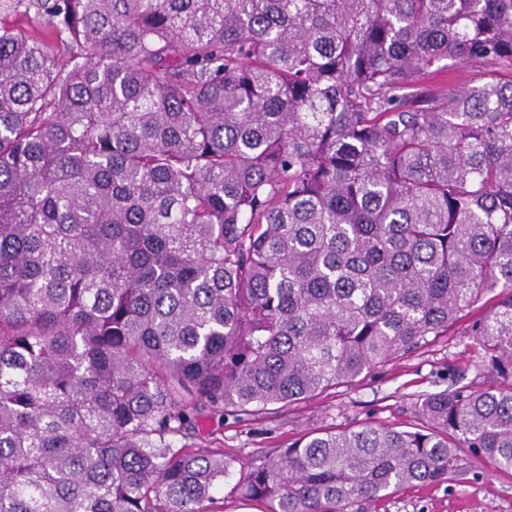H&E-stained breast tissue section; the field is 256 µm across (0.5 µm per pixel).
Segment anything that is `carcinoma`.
<instances>
[{
    "label": "carcinoma",
    "mask_w": 512,
    "mask_h": 512,
    "mask_svg": "<svg viewBox=\"0 0 512 512\" xmlns=\"http://www.w3.org/2000/svg\"><path fill=\"white\" fill-rule=\"evenodd\" d=\"M0 512H215L258 417L446 336L512 381V0H5ZM477 69L459 82L448 62ZM418 431L262 453V512H364L469 448L512 384Z\"/></svg>",
    "instance_id": "obj_1"
}]
</instances>
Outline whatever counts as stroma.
<instances>
[{"instance_id":"stroma-1","label":"stroma","mask_w":512,"mask_h":512,"mask_svg":"<svg viewBox=\"0 0 512 512\" xmlns=\"http://www.w3.org/2000/svg\"><path fill=\"white\" fill-rule=\"evenodd\" d=\"M498 377L473 348L466 323L445 337L372 371L358 385L327 390L277 414L251 419L201 416L196 432L223 439L224 449L247 469L256 453L282 448L304 430L381 425L412 431L418 397L451 385L483 387ZM371 512H512V473L469 450L447 482L411 487L372 505Z\"/></svg>"}]
</instances>
